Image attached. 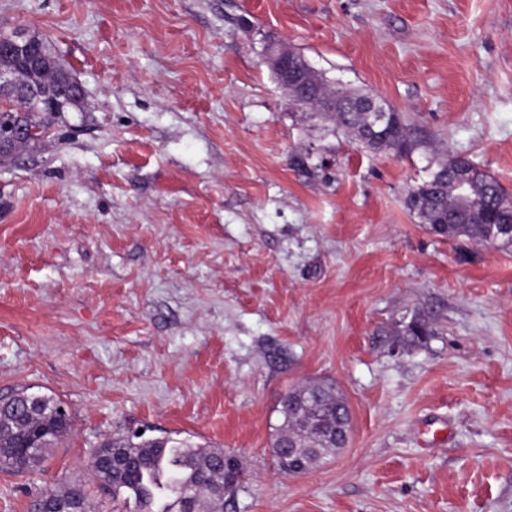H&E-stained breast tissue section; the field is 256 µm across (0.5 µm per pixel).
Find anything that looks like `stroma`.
Listing matches in <instances>:
<instances>
[{"label":"stroma","mask_w":512,"mask_h":512,"mask_svg":"<svg viewBox=\"0 0 512 512\" xmlns=\"http://www.w3.org/2000/svg\"><path fill=\"white\" fill-rule=\"evenodd\" d=\"M16 29L84 93L0 164V396L72 421L39 469L0 471V512L137 430L234 454L224 512H512V250L419 224L421 156L324 135L261 61L287 40L512 195V0H0ZM416 309L431 336L393 352ZM318 380L349 442L281 473L279 400Z\"/></svg>","instance_id":"obj_1"}]
</instances>
